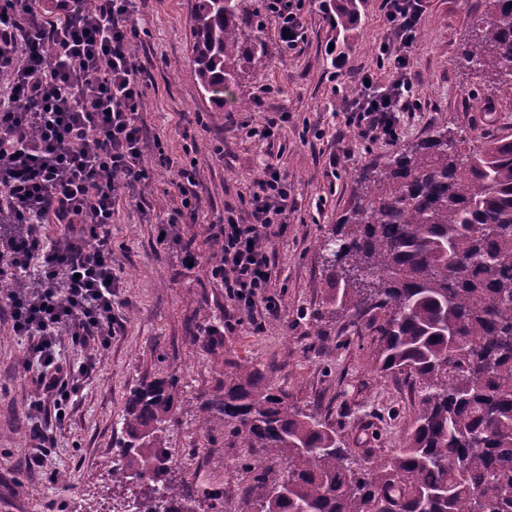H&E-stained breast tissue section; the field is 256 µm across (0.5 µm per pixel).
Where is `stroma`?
<instances>
[{
	"label": "stroma",
	"mask_w": 512,
	"mask_h": 512,
	"mask_svg": "<svg viewBox=\"0 0 512 512\" xmlns=\"http://www.w3.org/2000/svg\"><path fill=\"white\" fill-rule=\"evenodd\" d=\"M382 2L364 0L340 40L323 0H306L298 46L259 62L220 107L187 63L193 0H137L134 45L148 83L142 120L151 147L144 207L120 198L112 215V260L121 281L115 303L125 328L99 351L98 368L71 398L68 422L53 429L46 466L30 471L28 339L0 315V512H113L124 504L130 492L113 484L112 462L127 396L170 375L179 388L167 433L170 480L194 492L245 490L246 448L208 435L199 422L202 401L243 362L340 430L346 447L380 455L403 444L417 397L405 376L373 368L369 318L354 325L349 315L321 314L329 282L320 245L362 194V169L384 167L396 151L439 130L464 150L484 137H512V84L460 61L477 41L475 21L486 0H424L410 58L414 108L402 114L396 138L364 139L347 124L344 107L359 75L384 82L392 74L377 58L386 32ZM268 112L288 115L270 142L250 133ZM163 155L194 165L201 207L181 217L161 245L156 226L178 205L172 174L159 163ZM269 164L287 176L296 200L285 231L272 241L270 293L281 310L245 315L209 273L215 247L207 227L222 222L227 208L245 213ZM189 242L198 255L193 263L184 252ZM213 328L221 333L215 345L208 338Z\"/></svg>",
	"instance_id": "1"
}]
</instances>
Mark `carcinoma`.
I'll return each instance as SVG.
<instances>
[{
    "label": "carcinoma",
    "mask_w": 512,
    "mask_h": 512,
    "mask_svg": "<svg viewBox=\"0 0 512 512\" xmlns=\"http://www.w3.org/2000/svg\"><path fill=\"white\" fill-rule=\"evenodd\" d=\"M346 35L362 0H330ZM465 64L512 78V0H487ZM268 0H195L189 65L209 94H224L272 54L262 39ZM366 192L322 244L331 268L326 309L371 314V362L418 383L405 442L353 454L318 415L289 403L248 363L224 374L201 422L248 448L250 493L237 512H512V139L463 154L448 135L360 173ZM174 377L130 391L120 477L134 512H196L168 478L166 431ZM176 499L175 510L168 500Z\"/></svg>",
    "instance_id": "carcinoma-1"
}]
</instances>
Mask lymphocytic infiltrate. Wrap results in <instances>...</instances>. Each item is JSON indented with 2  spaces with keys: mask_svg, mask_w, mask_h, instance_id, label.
<instances>
[{
  "mask_svg": "<svg viewBox=\"0 0 512 512\" xmlns=\"http://www.w3.org/2000/svg\"><path fill=\"white\" fill-rule=\"evenodd\" d=\"M135 0H0V278L11 280L0 312L18 335L30 337L26 364L36 394L29 408L28 469L43 468L51 441L40 415L62 412L81 378L97 365L95 349L124 328L112 301L120 280L112 265L116 199L142 203L148 186L146 80L131 51ZM386 34L379 59L392 61L384 84L360 85L347 104V122L367 138L395 136L398 113L410 111V49L422 0H384ZM179 205L161 223L169 237L179 216L196 214L198 182L178 166ZM294 199L288 179L267 166L250 195L246 219L227 217L209 227L218 253L211 275L239 310L277 314L269 295L271 238L287 225ZM60 236L41 250L40 227ZM71 336L90 352L78 366L57 356L58 338Z\"/></svg>",
  "mask_w": 512,
  "mask_h": 512,
  "instance_id": "lymphocytic-infiltrate-1",
  "label": "lymphocytic infiltrate"
}]
</instances>
